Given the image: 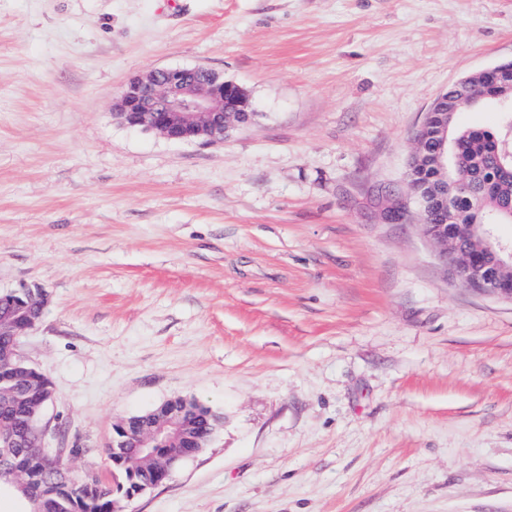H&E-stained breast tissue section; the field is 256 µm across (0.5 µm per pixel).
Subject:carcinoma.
<instances>
[{
    "instance_id": "carcinoma-1",
    "label": "carcinoma",
    "mask_w": 512,
    "mask_h": 512,
    "mask_svg": "<svg viewBox=\"0 0 512 512\" xmlns=\"http://www.w3.org/2000/svg\"><path fill=\"white\" fill-rule=\"evenodd\" d=\"M501 120L494 128H468L452 126L453 139L459 142L463 164L452 174V178L463 182L465 192L458 197L459 224H482L493 232L498 224H512L508 209L512 207V165L503 160L496 151V144L512 133V106L499 107ZM12 313L22 321L37 315L35 303L28 295L20 293L7 304ZM9 367L4 356H0V416L11 419L14 425L24 430L36 422L45 402L53 399L50 381H14L6 377ZM214 425L208 410L190 400L183 415V433L189 443L207 447L202 434ZM110 459L120 472L122 493L150 486L162 477L159 457H147L131 448H118ZM37 478L43 479L44 494L37 496L27 492L25 501L31 512H112L114 494L101 490L90 492L84 488L70 468L63 464L43 471L42 466H33Z\"/></svg>"
}]
</instances>
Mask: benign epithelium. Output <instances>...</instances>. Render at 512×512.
<instances>
[{
    "mask_svg": "<svg viewBox=\"0 0 512 512\" xmlns=\"http://www.w3.org/2000/svg\"><path fill=\"white\" fill-rule=\"evenodd\" d=\"M472 89L494 85L496 93H473L466 99L450 100L440 94L425 112L416 133L415 149L407 171L416 174L429 168L434 175L427 180H410L416 196L425 237L440 246V258L457 280L479 292L512 302V247L483 234L484 253L476 255L468 247L474 231L456 223L457 195L448 191V129L461 107H470L486 99L503 105L512 102V66L487 67L462 80ZM252 113L250 99L242 88L224 80L212 69L161 68L150 70L131 81L114 106L113 116L129 126L149 122V129L177 142L201 140L208 131L224 133L248 123ZM36 320L28 319L0 329V351L16 361L17 373L25 377L29 369L18 351L21 336L32 329ZM183 410L170 399L150 412L132 416L113 426L114 448H158L161 442L178 436ZM23 446L44 460L52 459L59 449L50 446L48 428L35 436L22 438Z\"/></svg>",
    "mask_w": 512,
    "mask_h": 512,
    "instance_id": "benign-epithelium-1",
    "label": "benign epithelium"
}]
</instances>
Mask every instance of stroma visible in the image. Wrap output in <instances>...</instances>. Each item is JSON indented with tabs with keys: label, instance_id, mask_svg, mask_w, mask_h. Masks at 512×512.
I'll return each instance as SVG.
<instances>
[{
	"label": "stroma",
	"instance_id": "1",
	"mask_svg": "<svg viewBox=\"0 0 512 512\" xmlns=\"http://www.w3.org/2000/svg\"><path fill=\"white\" fill-rule=\"evenodd\" d=\"M512 61V0H0V294L75 475L173 397L221 423L119 512H512V302L455 280L407 184L433 100ZM202 66L223 143L121 124ZM404 204L406 223L385 220ZM113 116L129 126L149 121V130L177 142L201 141L205 132L224 136L229 128L249 123L250 99L236 83L212 69L161 68L131 81L114 106ZM4 307L13 309L11 312L15 317H18L16 321H25L1 327L0 349L2 352L6 353L8 358H13L16 361L17 374L26 377L31 370L24 367L26 364L19 354L18 341L21 336L25 335L28 330L35 326L38 321L37 319L26 320V318L37 315L38 309L35 303L29 300L28 295L25 293L14 296L13 300L10 301L9 304L4 305L3 308Z\"/></svg>",
	"mask_w": 512,
	"mask_h": 512
}]
</instances>
